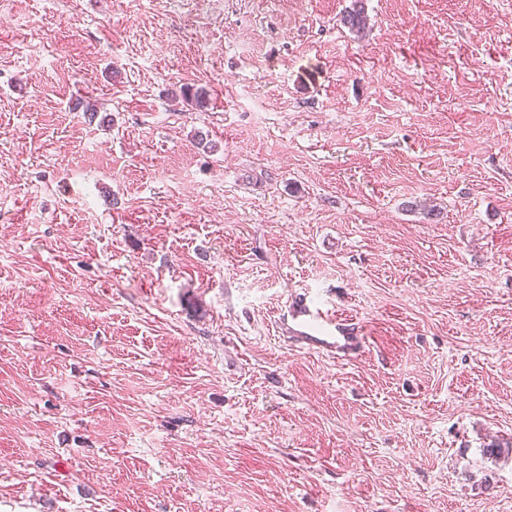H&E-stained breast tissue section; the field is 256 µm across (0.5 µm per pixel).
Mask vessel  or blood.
Wrapping results in <instances>:
<instances>
[{
  "mask_svg": "<svg viewBox=\"0 0 512 512\" xmlns=\"http://www.w3.org/2000/svg\"><path fill=\"white\" fill-rule=\"evenodd\" d=\"M277 328L289 345L343 361L356 358L366 343L362 327L342 317L335 302L306 293L292 296L278 315Z\"/></svg>",
  "mask_w": 512,
  "mask_h": 512,
  "instance_id": "vessel-or-blood-1",
  "label": "vessel or blood"
}]
</instances>
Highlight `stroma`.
<instances>
[{"instance_id":"stroma-1","label":"stroma","mask_w":512,"mask_h":512,"mask_svg":"<svg viewBox=\"0 0 512 512\" xmlns=\"http://www.w3.org/2000/svg\"><path fill=\"white\" fill-rule=\"evenodd\" d=\"M364 3L0 0V512H512V0ZM277 328L291 346L351 361L366 343L361 326L342 317L335 302L307 293L291 297L278 315Z\"/></svg>"}]
</instances>
